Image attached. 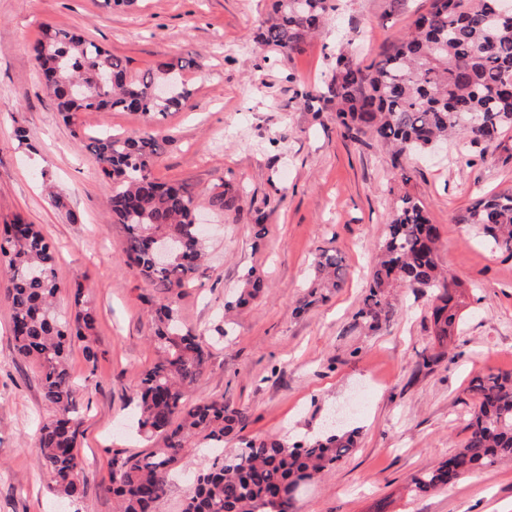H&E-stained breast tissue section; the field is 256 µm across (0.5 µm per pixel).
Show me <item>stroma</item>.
<instances>
[{"label": "stroma", "mask_w": 512, "mask_h": 512, "mask_svg": "<svg viewBox=\"0 0 512 512\" xmlns=\"http://www.w3.org/2000/svg\"><path fill=\"white\" fill-rule=\"evenodd\" d=\"M339 4L318 35L286 55L255 41L273 15L272 0H134L114 8L104 0H0V225L17 215L37 225L56 248L57 313L73 316L78 283L96 319V368L81 345L70 357L85 461L75 512H115L113 455L152 446L130 422L137 377L156 358L145 304L156 290L125 263L109 186L84 143L146 121L133 111L86 112L84 139L76 141L46 99L29 53L46 23L127 58L135 76L161 61L198 62L182 73L191 96L161 125L152 174L186 183L208 224L209 257L178 306L185 326L212 341L192 400L220 396L246 415L225 450L247 440L315 437L337 409L358 429V445L300 488L292 512H512V461L424 495L412 485L418 472L462 447L470 380L512 371V257L464 221L478 197L512 192V128L492 147L451 142L425 158L404 156L397 168L381 144L343 138L335 110L305 107L301 93L325 90L337 46L356 49V62L369 65L430 0ZM19 127L27 142L15 137ZM48 183L62 206L46 194ZM224 183L237 188L240 215L210 206ZM406 193L438 225V261L459 284V328L444 342L428 290L394 293L375 328L355 319L386 224ZM322 249L343 257L348 278L304 309ZM252 266L265 279L263 292L225 310ZM51 414L36 364L14 351L10 308L0 298V512L60 508L38 467L37 431ZM209 457L208 449L191 451L159 512H181Z\"/></svg>", "instance_id": "stroma-1"}]
</instances>
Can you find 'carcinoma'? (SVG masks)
Instances as JSON below:
<instances>
[{"label":"carcinoma","instance_id":"carcinoma-1","mask_svg":"<svg viewBox=\"0 0 512 512\" xmlns=\"http://www.w3.org/2000/svg\"><path fill=\"white\" fill-rule=\"evenodd\" d=\"M498 0H431L415 15L409 31L368 66L340 48L332 62L327 91H308L303 104L336 105L342 136L370 137L392 151L394 166L406 153L425 154L451 138L492 146L512 125V17L500 18ZM275 18L259 41L285 53L302 49L330 13L335 0H275ZM43 79V92L73 136L82 139V112H139L159 124L187 102L181 71L195 65L160 62L137 78H128V61L102 46L46 24L31 46ZM100 173L110 187L114 223L122 226L128 265L158 293L150 301L155 362L137 380L138 432L160 445L140 455H114L110 484L116 512H158L168 479L191 448H222L224 438L243 428L246 416L224 398L187 403L205 371L210 352L203 336L186 327L178 300L194 281L206 257L196 224L195 196L187 184L159 182L152 167L159 154L158 135L144 129L125 136L102 132L90 138ZM239 197L230 185L212 193L217 212L239 214ZM465 221L512 253V193L482 197ZM440 232L415 197L399 198L371 274L358 317L369 328L379 322L393 288H427L435 293L432 318L436 336L455 328L456 279L437 263ZM171 251L161 263L157 252ZM0 263L7 278L3 294L11 311L15 351L38 366L40 384L53 417L38 435L39 467L52 489L71 500L81 498L83 459L78 448L75 385L68 356L74 340L84 343L85 360L96 365L90 344L95 317L74 291L75 313L65 322L55 310L60 291L52 244L18 217L0 236ZM316 283L303 301L306 308L322 290L345 282L343 258L323 250L315 261ZM265 287L262 275L247 271L232 305L241 307ZM474 408L462 448L442 465L412 479L418 493L442 489L484 465L512 458V372L472 380ZM356 448L355 431L329 432L308 442L286 439L243 442L230 455H217L200 473L183 512H290L288 489L332 468Z\"/></svg>","mask_w":512,"mask_h":512}]
</instances>
